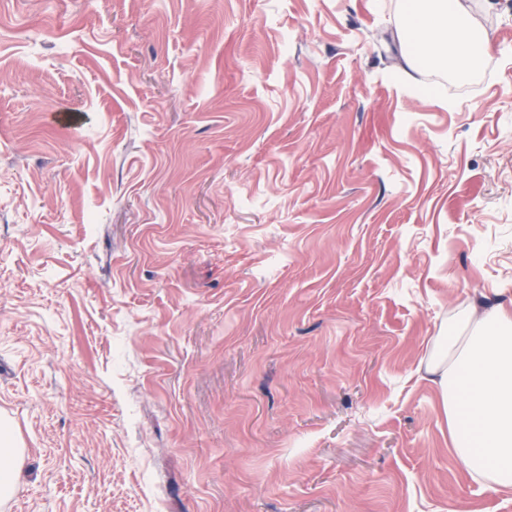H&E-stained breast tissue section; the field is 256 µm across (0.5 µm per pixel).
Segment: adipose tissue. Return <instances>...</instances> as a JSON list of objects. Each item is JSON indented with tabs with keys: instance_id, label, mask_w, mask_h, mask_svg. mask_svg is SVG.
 Instances as JSON below:
<instances>
[{
	"instance_id": "obj_1",
	"label": "adipose tissue",
	"mask_w": 512,
	"mask_h": 512,
	"mask_svg": "<svg viewBox=\"0 0 512 512\" xmlns=\"http://www.w3.org/2000/svg\"><path fill=\"white\" fill-rule=\"evenodd\" d=\"M408 68L479 71L488 38L464 0H402ZM448 426V445L467 477L512 492V306L470 308L426 366Z\"/></svg>"
}]
</instances>
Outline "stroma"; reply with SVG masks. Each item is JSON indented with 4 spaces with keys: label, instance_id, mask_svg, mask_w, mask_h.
<instances>
[{
    "label": "stroma",
    "instance_id": "35a3bbf8",
    "mask_svg": "<svg viewBox=\"0 0 512 512\" xmlns=\"http://www.w3.org/2000/svg\"><path fill=\"white\" fill-rule=\"evenodd\" d=\"M466 3L459 80L401 0H0V512H512L425 372L512 303V0ZM402 34L410 51L408 68H448L466 78L479 71L488 51L487 35L462 0L401 1ZM1 446L0 492L2 497H5L9 496L15 488L22 448H14L16 445L11 434L7 430H5L1 435Z\"/></svg>",
    "mask_w": 512,
    "mask_h": 512
}]
</instances>
